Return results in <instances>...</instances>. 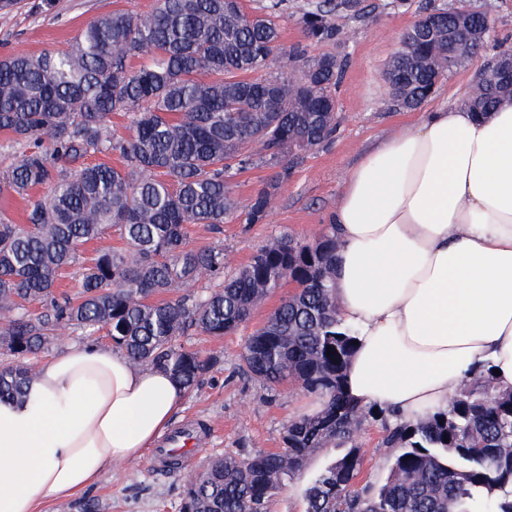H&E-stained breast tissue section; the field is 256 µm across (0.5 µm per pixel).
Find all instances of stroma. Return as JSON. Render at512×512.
<instances>
[{"mask_svg": "<svg viewBox=\"0 0 512 512\" xmlns=\"http://www.w3.org/2000/svg\"><path fill=\"white\" fill-rule=\"evenodd\" d=\"M460 0H407L393 6L392 0H373L376 11L368 18L337 16L342 32L337 43L312 45L309 56L332 54L347 66L336 90L338 125L330 140L308 152L281 176L279 167L252 165L234 171L231 178L239 205H246L264 184L277 182L271 211L262 224L227 220L221 230L207 224L186 227L192 248L220 247L230 267L248 263L272 238L288 234L301 241L312 240L334 209L343 182L361 156L382 138L411 127L416 110L396 106L386 78L387 65L397 51L402 33L418 17L425 4L441 8ZM156 0H19L9 10H0V57L15 52L38 55L67 48L89 22L118 9L149 12ZM490 15L494 27L484 50L471 57L437 89L433 103L464 101L470 87L492 60L498 40L512 39V0H467ZM124 240L116 230L85 245L78 262L66 268L57 280L58 293L77 298L79 284L96 252L120 249ZM285 284L255 309L251 319L234 333L215 338L189 331L182 345L215 357L201 385L186 393L172 425L197 421L204 438L188 465L172 470L156 463L154 450L142 458L121 463L105 472L97 486L87 491L100 512H179L185 475L206 466L224 452L253 455L282 445L285 426L296 417L313 414L318 401L294 383L274 388L243 374L241 355L249 337L260 328L282 297L293 292ZM381 424L370 420L357 435L365 449L364 478L381 481L387 474L391 452L380 445ZM343 454L339 448H323L309 460L306 470L290 480L273 500L271 512H303L304 493L313 477Z\"/></svg>", "mask_w": 512, "mask_h": 512, "instance_id": "35a3bbf8", "label": "stroma"}]
</instances>
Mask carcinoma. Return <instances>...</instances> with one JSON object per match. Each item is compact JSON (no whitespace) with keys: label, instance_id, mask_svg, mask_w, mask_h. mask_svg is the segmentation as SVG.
<instances>
[{"label":"carcinoma","instance_id":"carcinoma-1","mask_svg":"<svg viewBox=\"0 0 512 512\" xmlns=\"http://www.w3.org/2000/svg\"><path fill=\"white\" fill-rule=\"evenodd\" d=\"M287 2L265 0L247 13L240 0H157L145 14L95 19L65 50L0 58V132L21 149L0 174V191L27 201L26 224L0 219V348L19 358L0 367V400L25 398L35 366L23 359L62 329L104 330L134 364L164 369L192 391L213 359L177 338L192 328L233 333L291 282L296 290L251 335L242 359L252 378L270 388L297 382L322 409L290 421L275 451L225 453L190 474L180 512H271L314 453L339 445L346 453L312 479L304 512H512V389L484 378L457 392L448 411L415 423L344 395L355 335L336 312L332 225L310 242L274 238L228 275L223 248L186 246L188 224L217 227L236 215L260 224L268 216L276 184L241 210L232 166L280 165L284 177L286 158L336 130L344 62L281 46ZM375 9L367 0H307L299 25L309 43H333L336 16L361 19ZM483 15L466 5L422 8L387 68L394 100L410 109L427 101L485 43L465 32L450 41L448 30ZM278 54L298 70L257 76ZM510 57L512 42L498 43L467 97L472 111L490 112L512 96V79L500 72ZM114 113L127 118L128 135L112 134ZM95 154H116L123 165L86 163ZM41 187L50 193L31 194ZM113 227L125 248L98 253L77 300L58 295V270ZM202 279L215 289L154 300ZM34 301L44 311L24 312ZM370 418L380 419L381 447L393 454L383 481L361 483L355 435Z\"/></svg>","mask_w":512,"mask_h":512}]
</instances>
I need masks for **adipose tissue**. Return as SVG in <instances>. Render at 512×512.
<instances>
[{
  "instance_id": "ef3b65f1",
  "label": "adipose tissue",
  "mask_w": 512,
  "mask_h": 512,
  "mask_svg": "<svg viewBox=\"0 0 512 512\" xmlns=\"http://www.w3.org/2000/svg\"><path fill=\"white\" fill-rule=\"evenodd\" d=\"M328 221L336 308L357 337L351 402L417 421L481 370L512 389V99L483 117L421 113L362 155ZM183 397L109 346L44 360L24 401L0 402V512H40L141 458Z\"/></svg>"
}]
</instances>
